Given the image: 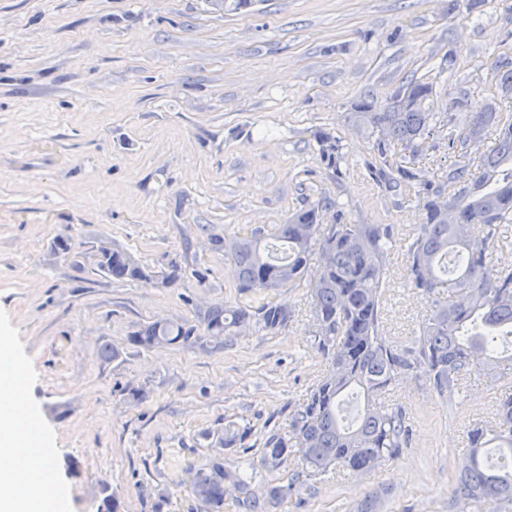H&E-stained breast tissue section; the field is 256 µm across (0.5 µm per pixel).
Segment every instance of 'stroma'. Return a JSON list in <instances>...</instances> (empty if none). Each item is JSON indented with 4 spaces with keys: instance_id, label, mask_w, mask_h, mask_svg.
Masks as SVG:
<instances>
[{
    "instance_id": "stroma-1",
    "label": "stroma",
    "mask_w": 512,
    "mask_h": 512,
    "mask_svg": "<svg viewBox=\"0 0 512 512\" xmlns=\"http://www.w3.org/2000/svg\"><path fill=\"white\" fill-rule=\"evenodd\" d=\"M512 62V0H0V334L25 369L32 425L55 454L70 512H204L189 471L211 458L259 456L288 430L322 375L309 289L275 333L255 326L143 348L156 320L196 323L241 296L212 237L271 229L315 210L320 224H390L382 321L411 342L430 304L407 281L406 240L430 189L459 157L439 125L415 162L425 184L380 175L377 133L355 106L383 108L410 79L434 86L435 111L464 96L512 113L493 65ZM339 145L328 157L318 141ZM108 244L175 284L115 280L96 266ZM118 358L99 356L103 344ZM493 372L456 405L419 377L396 398L410 443L381 469L310 478L275 512H453L455 462L475 420L491 416ZM249 427L228 448L229 425Z\"/></svg>"
}]
</instances>
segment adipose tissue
I'll return each mask as SVG.
<instances>
[{"label":"adipose tissue","mask_w":512,"mask_h":512,"mask_svg":"<svg viewBox=\"0 0 512 512\" xmlns=\"http://www.w3.org/2000/svg\"><path fill=\"white\" fill-rule=\"evenodd\" d=\"M21 359L0 342V512H64L66 492L43 471H24L30 443L27 419L19 412L26 390L16 374Z\"/></svg>","instance_id":"1"}]
</instances>
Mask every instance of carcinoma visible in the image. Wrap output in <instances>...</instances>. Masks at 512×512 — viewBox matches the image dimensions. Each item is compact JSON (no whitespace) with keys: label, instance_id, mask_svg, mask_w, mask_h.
<instances>
[{"label":"carcinoma","instance_id":"carcinoma-1","mask_svg":"<svg viewBox=\"0 0 512 512\" xmlns=\"http://www.w3.org/2000/svg\"><path fill=\"white\" fill-rule=\"evenodd\" d=\"M388 104L375 109L362 101L357 123L383 132L378 151L392 158L391 173L414 180L409 167L423 140L440 122L432 111L433 85L410 80ZM464 132L449 137L462 161L448 171V196L438 189L426 203V224L410 238L407 276L431 302V315L413 346L401 347L382 326L385 253L390 224H318L314 213L298 214L270 233L213 237L212 246L231 258V274L242 294H270L301 284L308 262L318 254L320 269L311 285L314 346L326 368L289 419V434L266 439L256 460L228 465L220 459L195 470L190 494L210 512L232 500L239 512H268L308 478L334 467L362 475L397 459L408 444L404 408L395 402L399 381L423 376L440 400L453 405L463 381L474 373L512 363L497 339L512 336V263L493 253L512 248L499 227L512 224V115L491 104L466 114ZM492 129V147L474 160L470 141ZM100 271L116 280L149 283L152 271L114 247L101 254ZM290 310L271 299L255 308L246 303L213 305L199 313L207 335L216 340L232 329L254 324L276 332ZM196 328L182 321H154L130 337L144 348L187 343ZM364 405L351 424L343 421L346 397ZM496 452L501 463L487 464ZM282 474L258 495L252 488L265 473ZM455 512H482L492 501L512 512V388L500 394L495 412L473 424L468 448L456 469Z\"/></svg>","mask_w":512,"mask_h":512}]
</instances>
